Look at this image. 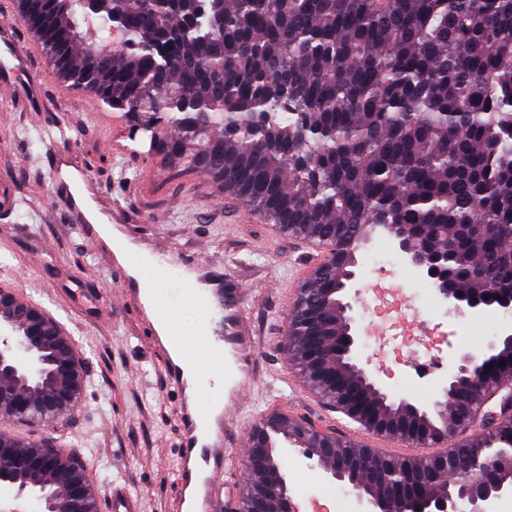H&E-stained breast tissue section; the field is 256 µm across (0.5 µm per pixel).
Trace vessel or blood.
Masks as SVG:
<instances>
[{"mask_svg":"<svg viewBox=\"0 0 512 512\" xmlns=\"http://www.w3.org/2000/svg\"><path fill=\"white\" fill-rule=\"evenodd\" d=\"M34 46L22 43L17 26L0 21V87L13 90L14 100L29 112L43 109L44 87L33 72ZM141 274L128 275L123 266L114 272L122 277L119 299L137 305L142 313L146 340L161 357L160 367L175 395L180 420L178 461L173 512H235L238 496L224 486V472L231 450L240 446L235 427L241 419L246 388L252 380L258 353L250 323L241 308L243 289L229 271L216 270L201 260L193 261L187 290L200 305H214L218 318L213 336L206 341L211 359L224 365V400L216 413L205 416L193 406L192 391L199 382L194 367L197 346L174 345L172 332L176 311L158 293L173 273L166 254L142 257ZM109 512H140V497L116 485L102 493Z\"/></svg>","mask_w":512,"mask_h":512,"instance_id":"b4317fda","label":"vessel or blood"}]
</instances>
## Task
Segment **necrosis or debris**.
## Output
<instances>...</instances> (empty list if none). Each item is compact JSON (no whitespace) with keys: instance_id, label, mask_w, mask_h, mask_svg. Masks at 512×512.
<instances>
[{"instance_id":"necrosis-or-debris-1","label":"necrosis or debris","mask_w":512,"mask_h":512,"mask_svg":"<svg viewBox=\"0 0 512 512\" xmlns=\"http://www.w3.org/2000/svg\"><path fill=\"white\" fill-rule=\"evenodd\" d=\"M395 264L389 260L373 261L374 278L391 275L396 292L366 283L363 292L364 328L371 331L370 344L378 364H405L410 378L433 375L443 369L441 331L431 329L433 294L431 279L406 280L395 277Z\"/></svg>"}]
</instances>
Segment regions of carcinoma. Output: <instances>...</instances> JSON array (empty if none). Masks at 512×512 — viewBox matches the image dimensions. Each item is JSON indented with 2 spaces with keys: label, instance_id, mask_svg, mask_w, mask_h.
<instances>
[{
  "label": "carcinoma",
  "instance_id": "cac0c4a2",
  "mask_svg": "<svg viewBox=\"0 0 512 512\" xmlns=\"http://www.w3.org/2000/svg\"><path fill=\"white\" fill-rule=\"evenodd\" d=\"M18 0L19 19L43 40L58 73L103 104L144 117L165 167L202 170L219 189L288 235L331 246L289 316L293 363L324 398H354L376 413L364 427L433 445L459 431L453 405L407 411L371 386L345 354L340 301L357 253L387 224L424 227L421 245L448 256L466 292L512 286V0ZM110 21L123 47L102 45L92 19ZM30 305H0V321L29 324ZM45 358L66 345L42 322ZM506 366L501 367L499 363ZM486 385L512 379V348L482 369ZM0 411L17 396L50 417L71 377L35 384L0 376ZM285 442L326 466L361 460L351 489L381 493L377 473L439 469L438 456L381 457L308 420L285 419ZM13 456L41 457L44 443L0 434ZM512 423L505 419L448 449L495 458L512 485ZM27 483L65 496L82 478L76 452ZM280 467L263 437L245 461L243 510Z\"/></svg>",
  "mask_w": 512,
  "mask_h": 512
}]
</instances>
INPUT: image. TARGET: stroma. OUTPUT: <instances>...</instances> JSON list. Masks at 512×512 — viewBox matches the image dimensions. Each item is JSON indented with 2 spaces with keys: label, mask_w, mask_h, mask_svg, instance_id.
Returning a JSON list of instances; mask_svg holds the SVG:
<instances>
[{
  "label": "stroma",
  "mask_w": 512,
  "mask_h": 512,
  "mask_svg": "<svg viewBox=\"0 0 512 512\" xmlns=\"http://www.w3.org/2000/svg\"><path fill=\"white\" fill-rule=\"evenodd\" d=\"M34 70L44 82L46 109L17 111L0 92V180L12 181L18 202L0 217V290L22 294L67 325L83 353L85 390L78 409L34 427L0 421V431L38 433L55 447L89 443L86 475L102 489L123 483L141 497V512H172L178 422L174 395L142 336L137 308L115 304L121 286L114 257L103 238L72 228L58 206L55 165L83 173L84 191L104 220L130 228L141 249L162 246L176 260L200 259L235 274L247 291L242 308L259 338L258 373L247 389L241 432H248L267 405L333 428L337 437L363 434L375 453L403 447L410 458L443 452L363 429L338 405L311 389L292 366L285 334L301 289L298 273L312 259L307 241L268 233L269 223L234 195L220 191L200 171L172 172L150 149L147 132L128 117L70 86L39 50ZM181 272L161 285L178 312L179 337L196 334L195 307L184 296ZM512 316L488 307L473 312L444 353V369L427 394L404 390L428 407L444 395L460 357L480 352ZM291 497L317 499L333 486L328 470L306 465L295 447L280 450Z\"/></svg>",
  "instance_id": "35a3bbf8"
}]
</instances>
